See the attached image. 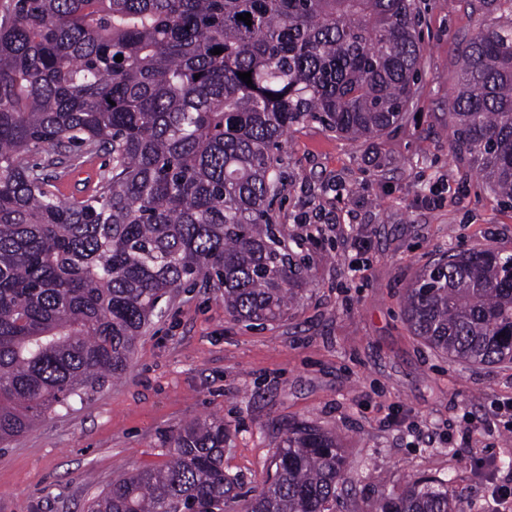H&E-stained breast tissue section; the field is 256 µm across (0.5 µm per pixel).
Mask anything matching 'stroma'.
<instances>
[{"mask_svg":"<svg viewBox=\"0 0 512 512\" xmlns=\"http://www.w3.org/2000/svg\"><path fill=\"white\" fill-rule=\"evenodd\" d=\"M415 4L421 81L402 125L357 143L313 121L288 134L273 210L312 268L298 303L248 324L225 317L219 289L173 291L122 375L0 447V512H87L123 471L165 462V436L204 417L230 432L224 471L239 496L226 512H244L273 475L292 422L340 437L349 493L336 512H369L419 477L447 480L462 512H492L493 486L512 476V364L450 360L401 315L405 289L440 255L512 254V203L451 149L458 45L485 14L479 0ZM358 235L371 244L362 275L351 271ZM488 421L481 441L461 433Z\"/></svg>","mask_w":512,"mask_h":512,"instance_id":"obj_1","label":"stroma"}]
</instances>
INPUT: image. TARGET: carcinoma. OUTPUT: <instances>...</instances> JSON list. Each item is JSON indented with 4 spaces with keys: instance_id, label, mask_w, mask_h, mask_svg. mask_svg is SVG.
I'll list each match as a JSON object with an SVG mask.
<instances>
[{
    "instance_id": "obj_1",
    "label": "carcinoma",
    "mask_w": 512,
    "mask_h": 512,
    "mask_svg": "<svg viewBox=\"0 0 512 512\" xmlns=\"http://www.w3.org/2000/svg\"><path fill=\"white\" fill-rule=\"evenodd\" d=\"M482 6L495 18L461 43L448 116L454 148L512 200V0ZM417 26L413 0H9L0 445L125 372L176 288L217 281L238 321L288 313L312 279L272 210L288 129L316 121L358 142L398 127L417 91ZM99 153L112 166L96 187L62 197L59 168ZM403 314L451 360L512 362V254L450 253L423 267ZM228 438L221 418L180 426L165 464L122 474L90 512H224L237 497ZM277 448L246 512H336L347 480L336 433L295 423ZM371 512L459 508L447 482L417 479Z\"/></svg>"
}]
</instances>
